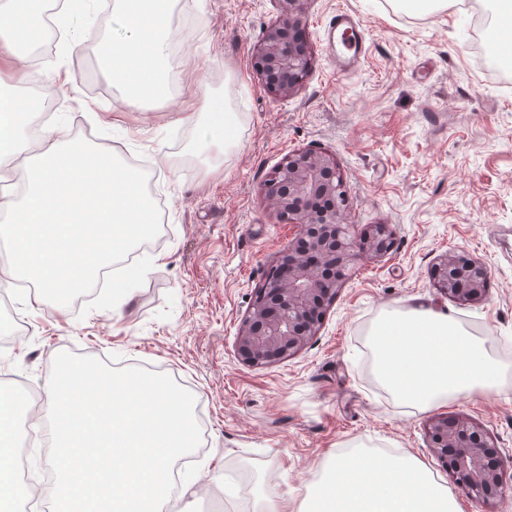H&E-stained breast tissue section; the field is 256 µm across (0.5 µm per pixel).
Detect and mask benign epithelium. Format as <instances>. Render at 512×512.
Masks as SVG:
<instances>
[{
    "mask_svg": "<svg viewBox=\"0 0 512 512\" xmlns=\"http://www.w3.org/2000/svg\"><path fill=\"white\" fill-rule=\"evenodd\" d=\"M278 2L282 18L267 31L255 66L267 89L286 97L300 86L310 59L298 33L305 0ZM338 171L330 154L304 150L289 155L265 183L270 205L300 231L271 268L239 329L238 355L249 366H265L301 350L319 331L346 271L390 249L381 224L358 237L349 236L343 210L336 206L342 194ZM434 275L444 295L474 302L486 294L487 267L464 252L446 255ZM427 433L430 451L461 490L482 499L500 495L503 475L512 470V453H504L483 429L461 418L434 417Z\"/></svg>",
    "mask_w": 512,
    "mask_h": 512,
    "instance_id": "7a95c632",
    "label": "benign epithelium"
}]
</instances>
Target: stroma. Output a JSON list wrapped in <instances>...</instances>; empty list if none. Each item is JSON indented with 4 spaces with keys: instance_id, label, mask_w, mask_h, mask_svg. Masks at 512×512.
Returning <instances> with one entry per match:
<instances>
[{
    "instance_id": "stroma-1",
    "label": "stroma",
    "mask_w": 512,
    "mask_h": 512,
    "mask_svg": "<svg viewBox=\"0 0 512 512\" xmlns=\"http://www.w3.org/2000/svg\"><path fill=\"white\" fill-rule=\"evenodd\" d=\"M92 18L61 28L22 95L49 99L40 123L138 165L161 229L132 249L138 274L126 303L111 288L73 303L9 286L0 318V394L17 397L23 420L46 401L56 354L70 351L119 369L169 375L196 399L200 448L176 463L198 482L169 512H253L260 498L299 512L307 484L331 456L364 444L410 456L452 493L460 512H512V471L501 496H469L430 452L436 416L482 427L512 452V80L489 74L463 20L496 0H453L422 16L394 0H305L311 65L300 87L279 98L254 67L278 0H176L169 23L174 99L129 105L103 82L101 41L112 34L114 0H90ZM352 12L370 45L344 74L328 48L327 19ZM224 101L235 146L210 156L199 130L174 115L198 105V84ZM331 153L347 193L351 233L386 225L389 252L350 271L322 325L298 353L263 367L244 364L237 334L253 296L298 225L268 205L266 180L300 150ZM485 264L484 299L440 293L432 270L446 254ZM448 314L470 336L490 338L498 393L422 411L400 404L378 381L370 333L383 317L413 310Z\"/></svg>"
}]
</instances>
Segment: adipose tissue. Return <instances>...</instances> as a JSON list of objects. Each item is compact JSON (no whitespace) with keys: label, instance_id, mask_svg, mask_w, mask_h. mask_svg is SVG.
Instances as JSON below:
<instances>
[{"label":"adipose tissue","instance_id":"1","mask_svg":"<svg viewBox=\"0 0 512 512\" xmlns=\"http://www.w3.org/2000/svg\"><path fill=\"white\" fill-rule=\"evenodd\" d=\"M116 20L102 43L104 68L134 102L171 97L173 63L163 35L174 0H115ZM47 0H0V186L23 175L25 189L0 193V244L10 253L0 274L37 282L42 294L66 297L148 235L155 215L139 168L44 127L38 161L20 168L22 132L45 107L20 96L30 51L45 36ZM181 121L204 132L199 151L236 142L224 101L204 94ZM379 381L401 401L429 409L474 392L498 390L489 339L477 340L447 314L388 317L372 333ZM12 401L0 398V512H15L18 483ZM302 512H458L454 497L417 462L378 452L332 457L306 487Z\"/></svg>","mask_w":512,"mask_h":512}]
</instances>
